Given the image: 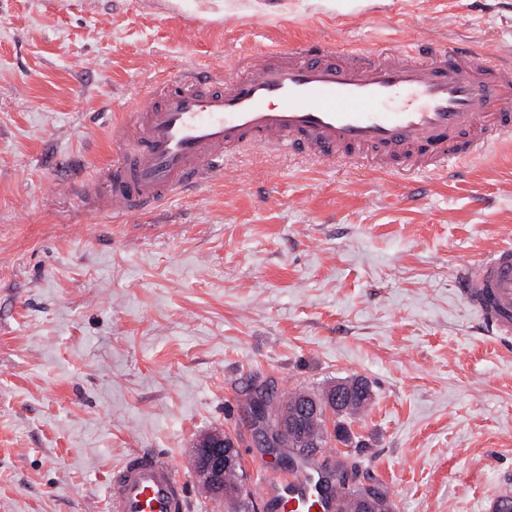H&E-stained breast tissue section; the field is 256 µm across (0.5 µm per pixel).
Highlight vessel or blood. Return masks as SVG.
I'll list each match as a JSON object with an SVG mask.
<instances>
[{
    "mask_svg": "<svg viewBox=\"0 0 512 512\" xmlns=\"http://www.w3.org/2000/svg\"><path fill=\"white\" fill-rule=\"evenodd\" d=\"M133 135L93 172L85 197L116 215L141 214L179 192L223 178L228 151H285L312 160L362 158L388 172L465 163L512 136V62L468 46L415 43L340 49L319 38L295 51L248 56L241 74L194 69L131 106ZM462 301L491 336L512 342V241L453 268ZM265 512H337L318 491L321 468L299 456L288 472H259ZM187 480L168 456L115 465L107 512H189Z\"/></svg>",
    "mask_w": 512,
    "mask_h": 512,
    "instance_id": "b4317fda",
    "label": "vessel or blood"
}]
</instances>
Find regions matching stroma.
I'll return each instance as SVG.
<instances>
[{"mask_svg":"<svg viewBox=\"0 0 512 512\" xmlns=\"http://www.w3.org/2000/svg\"><path fill=\"white\" fill-rule=\"evenodd\" d=\"M423 37L512 54V0H0V512H105L112 467L196 477L211 431L257 512L272 456L248 402L356 377L349 440L316 454L394 512H489L512 493V344L451 269L512 238V142L400 179L367 161L231 153L233 174L122 218L79 188L142 91L310 38Z\"/></svg>","mask_w":512,"mask_h":512,"instance_id":"35a3bbf8","label":"stroma"}]
</instances>
